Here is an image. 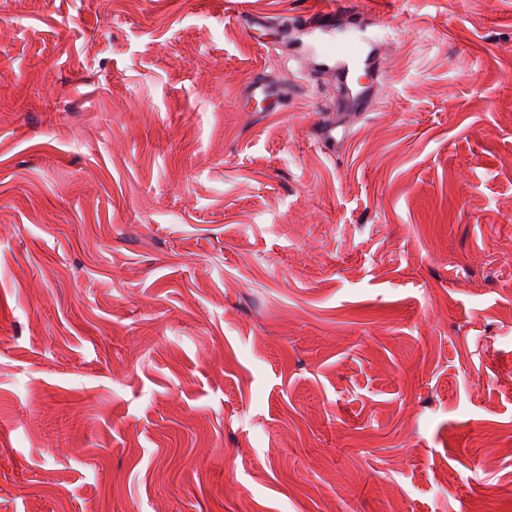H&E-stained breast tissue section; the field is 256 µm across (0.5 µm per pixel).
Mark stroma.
Wrapping results in <instances>:
<instances>
[{"instance_id":"1","label":"stroma","mask_w":512,"mask_h":512,"mask_svg":"<svg viewBox=\"0 0 512 512\" xmlns=\"http://www.w3.org/2000/svg\"><path fill=\"white\" fill-rule=\"evenodd\" d=\"M0 512H512V0H0ZM313 32L327 36L320 45L321 53L335 60L333 76L344 99L361 103L370 86L353 93L360 79L354 70L362 66L365 73L377 70L376 43L364 36L371 27L382 28L384 23L375 14L356 10L344 13L335 8L317 9L309 17Z\"/></svg>"}]
</instances>
